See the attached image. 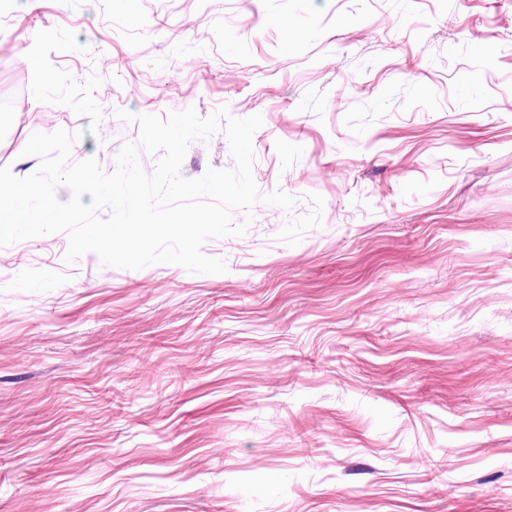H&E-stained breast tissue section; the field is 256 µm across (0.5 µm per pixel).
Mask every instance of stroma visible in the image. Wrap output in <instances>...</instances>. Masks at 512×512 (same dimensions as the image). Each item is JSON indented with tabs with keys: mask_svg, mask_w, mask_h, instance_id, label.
Returning a JSON list of instances; mask_svg holds the SVG:
<instances>
[{
	"mask_svg": "<svg viewBox=\"0 0 512 512\" xmlns=\"http://www.w3.org/2000/svg\"><path fill=\"white\" fill-rule=\"evenodd\" d=\"M88 117L37 102L38 31ZM262 115L219 275L0 248V512H512V0H0V168L82 132L103 171L166 115ZM235 162L193 142L183 177Z\"/></svg>",
	"mask_w": 512,
	"mask_h": 512,
	"instance_id": "obj_1",
	"label": "stroma"
}]
</instances>
